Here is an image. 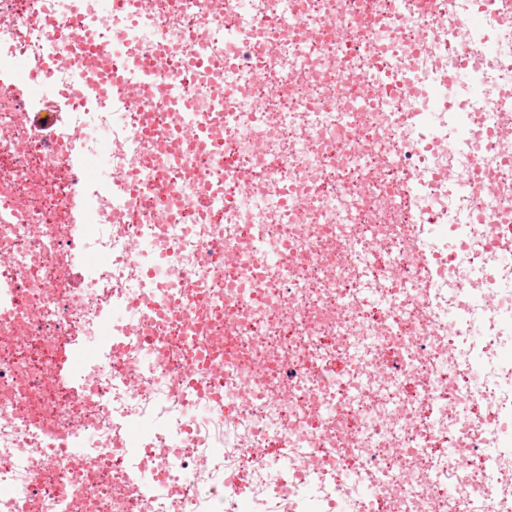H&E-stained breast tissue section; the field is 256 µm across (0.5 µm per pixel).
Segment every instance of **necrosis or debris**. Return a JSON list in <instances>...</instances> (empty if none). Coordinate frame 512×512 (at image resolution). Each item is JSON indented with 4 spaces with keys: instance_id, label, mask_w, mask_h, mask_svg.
<instances>
[{
    "instance_id": "1",
    "label": "necrosis or debris",
    "mask_w": 512,
    "mask_h": 512,
    "mask_svg": "<svg viewBox=\"0 0 512 512\" xmlns=\"http://www.w3.org/2000/svg\"><path fill=\"white\" fill-rule=\"evenodd\" d=\"M5 11L0 76L61 65L48 99L0 83V512H512L502 0ZM90 127L110 134L102 181ZM407 186L421 207L398 205ZM76 435L97 439L84 469ZM272 438L275 481L253 454ZM152 448L175 451L157 483L189 494L130 482Z\"/></svg>"
}]
</instances>
